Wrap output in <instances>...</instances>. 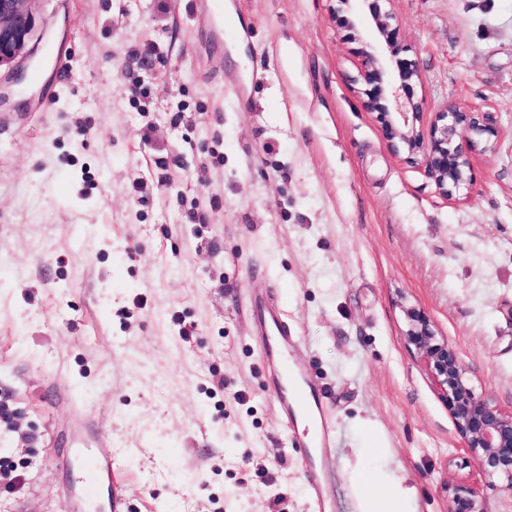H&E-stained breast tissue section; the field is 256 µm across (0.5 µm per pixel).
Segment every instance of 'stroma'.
I'll return each mask as SVG.
<instances>
[{
    "instance_id": "35a3bbf8",
    "label": "stroma",
    "mask_w": 512,
    "mask_h": 512,
    "mask_svg": "<svg viewBox=\"0 0 512 512\" xmlns=\"http://www.w3.org/2000/svg\"><path fill=\"white\" fill-rule=\"evenodd\" d=\"M235 2L215 41L190 0H40L41 80L0 106V477L19 479L0 512H64L62 460L98 431L125 472L119 512H313L258 295L336 428L332 512H359L349 476L374 438L417 512L472 484L512 512L476 484L405 337L421 311L512 407V0L386 5L425 121L456 102L501 131L453 198L364 107L367 16L354 32L336 0Z\"/></svg>"
}]
</instances>
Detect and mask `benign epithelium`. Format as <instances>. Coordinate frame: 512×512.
I'll use <instances>...</instances> for the list:
<instances>
[{"mask_svg": "<svg viewBox=\"0 0 512 512\" xmlns=\"http://www.w3.org/2000/svg\"><path fill=\"white\" fill-rule=\"evenodd\" d=\"M41 0H0V69L14 71L35 47L37 4ZM371 0L369 13L376 40L364 43L357 82L365 107L378 114L389 147L424 169L438 189L451 197L472 186V154L479 145L495 148L499 130L489 113L451 103L424 128L421 102L414 88L416 62L402 57L395 17ZM406 338L424 361L439 395L448 403L463 449L480 480L512 493V409L475 392L455 349L439 337L430 320L408 313ZM451 512H486L476 486L458 489Z\"/></svg>", "mask_w": 512, "mask_h": 512, "instance_id": "obj_1", "label": "benign epithelium"}]
</instances>
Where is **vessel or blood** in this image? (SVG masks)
<instances>
[{
  "label": "vessel or blood",
  "mask_w": 512,
  "mask_h": 512,
  "mask_svg": "<svg viewBox=\"0 0 512 512\" xmlns=\"http://www.w3.org/2000/svg\"><path fill=\"white\" fill-rule=\"evenodd\" d=\"M257 327L271 344L265 359L273 375L276 400L286 423L291 425L304 418L313 424L312 429L307 430L304 437L296 439L294 445L312 451L308 467L312 504L315 512H325L326 503L320 482L324 462L319 451L333 443L334 427L323 412L314 382L298 373L288 361V351L295 344L296 338L289 332L280 308L273 303L264 305L258 316ZM69 465L79 475V489L87 499L93 495L100 477H107L113 489L107 497V506L110 512H118L121 501L114 489L121 475L112 459L110 448L103 446L92 451L85 448L73 449Z\"/></svg>",
  "instance_id": "1"
}]
</instances>
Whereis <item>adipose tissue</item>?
Here are the masks:
<instances>
[{"instance_id":"ef3b65f1","label":"adipose tissue","mask_w":512,"mask_h":512,"mask_svg":"<svg viewBox=\"0 0 512 512\" xmlns=\"http://www.w3.org/2000/svg\"><path fill=\"white\" fill-rule=\"evenodd\" d=\"M366 465L354 480L359 490L360 512H416V493L405 476L387 471L385 454L380 448L362 451Z\"/></svg>"}]
</instances>
